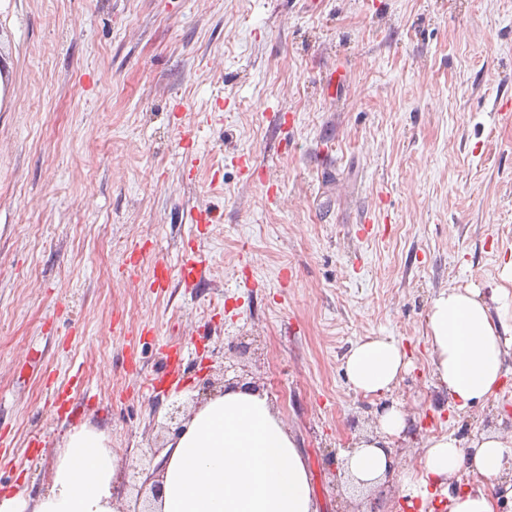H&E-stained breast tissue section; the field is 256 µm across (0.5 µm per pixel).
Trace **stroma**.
I'll use <instances>...</instances> for the list:
<instances>
[{
    "label": "stroma",
    "mask_w": 512,
    "mask_h": 512,
    "mask_svg": "<svg viewBox=\"0 0 512 512\" xmlns=\"http://www.w3.org/2000/svg\"><path fill=\"white\" fill-rule=\"evenodd\" d=\"M506 103L512 0H0V493L45 492L83 424L122 484L206 381L269 396L319 512H399L430 437L511 432L512 371L458 409L426 336L512 260ZM375 336L411 366L363 395L344 358ZM385 402L412 427L360 486ZM408 429L407 413L397 404L379 414L378 429L375 434L362 435L354 443L353 451L347 453L345 467L348 473L357 481L367 485H375L388 472L395 471V461L383 449L390 437H401Z\"/></svg>",
    "instance_id": "stroma-1"
}]
</instances>
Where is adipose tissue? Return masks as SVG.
Returning a JSON list of instances; mask_svg holds the SVG:
<instances>
[{
    "label": "adipose tissue",
    "mask_w": 512,
    "mask_h": 512,
    "mask_svg": "<svg viewBox=\"0 0 512 512\" xmlns=\"http://www.w3.org/2000/svg\"><path fill=\"white\" fill-rule=\"evenodd\" d=\"M492 300L479 289H450L432 301L427 316L433 374L458 409L487 401L502 385L512 350V260ZM410 362L401 345L377 336L357 342L344 360L355 391L380 394L395 387ZM408 419L398 405L378 417L375 434L358 437L345 467L356 480L374 485L395 461L385 450L406 434ZM421 471L402 473V491L421 502L448 497V512H495L493 489L512 474V434L483 432L469 444L451 433L430 438ZM481 486L458 489L462 477ZM114 462L104 431L71 432L54 468L50 487L29 498L0 494V512H116ZM162 496L158 512H317L309 475L296 442L265 393L230 387L207 398L186 421L160 458Z\"/></svg>",
    "instance_id": "ef3b65f1"
}]
</instances>
